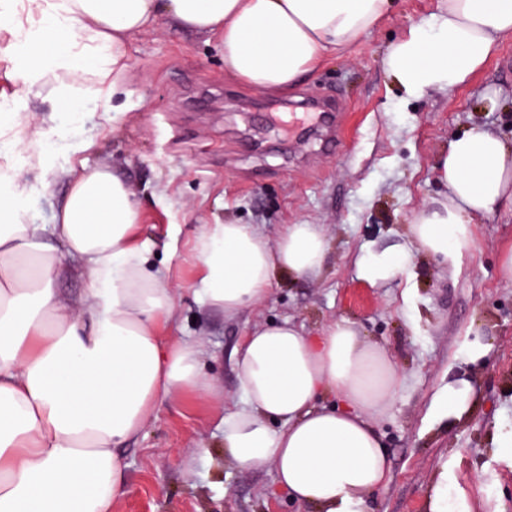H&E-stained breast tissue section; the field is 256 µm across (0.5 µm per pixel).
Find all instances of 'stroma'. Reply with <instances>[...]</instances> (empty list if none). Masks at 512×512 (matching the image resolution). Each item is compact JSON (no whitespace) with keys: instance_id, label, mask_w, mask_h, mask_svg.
I'll use <instances>...</instances> for the list:
<instances>
[{"instance_id":"stroma-1","label":"stroma","mask_w":512,"mask_h":512,"mask_svg":"<svg viewBox=\"0 0 512 512\" xmlns=\"http://www.w3.org/2000/svg\"><path fill=\"white\" fill-rule=\"evenodd\" d=\"M436 0H392L387 18L343 54L282 95L224 74L212 35L174 29L166 17L133 34L128 67L107 99L83 98L77 112L55 108L54 83L20 95L0 60V109L33 119L34 138L50 140L54 173L41 178L35 148L0 156V172L28 171L27 217L50 223L69 190L72 163L110 165L136 198L138 235L149 241L153 271L181 288L170 340L205 344L206 371L223 400L188 392L163 403L120 453L127 494L112 512H315L282 490L272 467L237 470L225 457L220 420L239 397L235 362L257 327L291 320L315 333L355 322L404 372L388 415L390 474L367 512H429L431 491L448 476L450 499L471 512H512V458L497 453L512 430V284L499 259L512 248V209L479 218L476 245L460 270L416 260L412 274L378 284L359 278L368 251L402 241L418 208L444 193L435 174L449 139L481 124L512 142V40L484 69L452 91L410 99L385 70L391 41L430 20ZM317 99L339 112L334 147L285 129L282 116ZM250 224L275 237L289 224H320L328 236L321 272L275 273L265 299L234 316L200 301L192 247L208 224ZM485 356L471 363L463 344ZM471 380L477 401L463 423L430 412L449 379ZM205 454L183 459L198 444Z\"/></svg>"}]
</instances>
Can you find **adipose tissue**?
Segmentation results:
<instances>
[{"instance_id":"obj_1","label":"adipose tissue","mask_w":512,"mask_h":512,"mask_svg":"<svg viewBox=\"0 0 512 512\" xmlns=\"http://www.w3.org/2000/svg\"><path fill=\"white\" fill-rule=\"evenodd\" d=\"M0 0V55L29 94L45 76L59 97L108 96L128 67L131 34L166 15L172 26L217 37L224 72L248 86L288 91L334 53L359 42L390 0ZM512 39V0H439L383 63L403 91H451ZM69 194L49 224L24 218L28 179H0V512H112L124 497L120 446L157 405L196 392L220 397L198 340L167 342L178 289L149 268L137 237L139 206L109 167L73 165ZM442 198L414 215L407 238L358 264L376 284L418 256L461 268L473 220L512 205V145L481 125L448 143L436 164ZM55 244H48L47 236ZM328 250L318 224H290L276 238L249 224H209L193 248L198 294L227 314L258 304L275 271L319 273ZM76 273L83 296L65 301L56 280ZM240 397L224 412L226 457L242 472L272 466L280 487L318 512H365L390 460L375 421L403 383L387 353L341 319L316 336L292 321L254 329L236 360ZM332 405H324V398ZM470 382L435 395L438 418L472 410Z\"/></svg>"}]
</instances>
